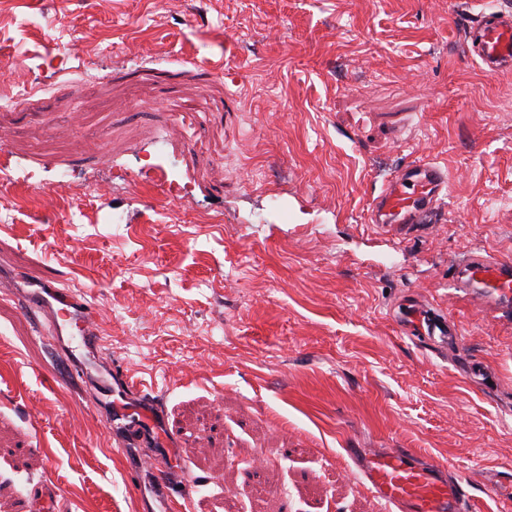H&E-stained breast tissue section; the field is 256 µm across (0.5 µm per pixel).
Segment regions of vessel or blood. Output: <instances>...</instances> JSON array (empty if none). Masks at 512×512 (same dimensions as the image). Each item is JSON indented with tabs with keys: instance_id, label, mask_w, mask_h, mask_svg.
Wrapping results in <instances>:
<instances>
[{
	"instance_id": "1",
	"label": "vessel or blood",
	"mask_w": 512,
	"mask_h": 512,
	"mask_svg": "<svg viewBox=\"0 0 512 512\" xmlns=\"http://www.w3.org/2000/svg\"><path fill=\"white\" fill-rule=\"evenodd\" d=\"M477 54L490 72L512 68V17L481 16ZM448 197V172L433 163L401 167L373 199L369 220L401 241L423 233ZM458 287L480 290L486 318L512 308V260L490 251L471 253L454 270ZM26 305L49 327L53 342H68L72 359L96 354L102 338L81 294L57 281L35 283ZM397 324L402 333L434 347L447 348L456 331L446 314L421 302L407 304ZM355 464L369 493L394 512H468L458 481L433 463L420 462L412 448H356Z\"/></svg>"
}]
</instances>
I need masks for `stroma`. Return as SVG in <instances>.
<instances>
[{
	"instance_id": "obj_1",
	"label": "stroma",
	"mask_w": 512,
	"mask_h": 512,
	"mask_svg": "<svg viewBox=\"0 0 512 512\" xmlns=\"http://www.w3.org/2000/svg\"><path fill=\"white\" fill-rule=\"evenodd\" d=\"M475 0H0V512H381L353 448H415L473 512H512V311L452 273L512 257V72ZM98 74L88 88L72 78ZM446 167L427 234L368 222L395 170ZM74 188L39 194L58 169ZM179 185L181 195L167 193ZM119 217L112 230L110 217ZM80 290L143 384L169 472L114 437L13 285ZM418 294L460 331L398 334ZM477 55L489 72L512 68V17L484 14L475 27Z\"/></svg>"
}]
</instances>
